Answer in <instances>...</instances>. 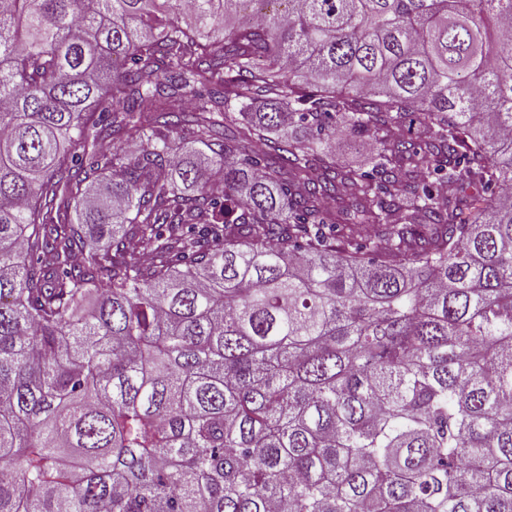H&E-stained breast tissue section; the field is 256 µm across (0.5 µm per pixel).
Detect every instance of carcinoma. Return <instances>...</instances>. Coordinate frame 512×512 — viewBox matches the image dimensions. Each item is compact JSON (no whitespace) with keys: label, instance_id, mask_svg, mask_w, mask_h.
Returning a JSON list of instances; mask_svg holds the SVG:
<instances>
[{"label":"carcinoma","instance_id":"obj_1","mask_svg":"<svg viewBox=\"0 0 512 512\" xmlns=\"http://www.w3.org/2000/svg\"><path fill=\"white\" fill-rule=\"evenodd\" d=\"M0 512H512V0H0ZM335 142L336 152L346 165L362 166L367 163L366 154L362 152L357 140L349 134H339Z\"/></svg>","mask_w":512,"mask_h":512}]
</instances>
